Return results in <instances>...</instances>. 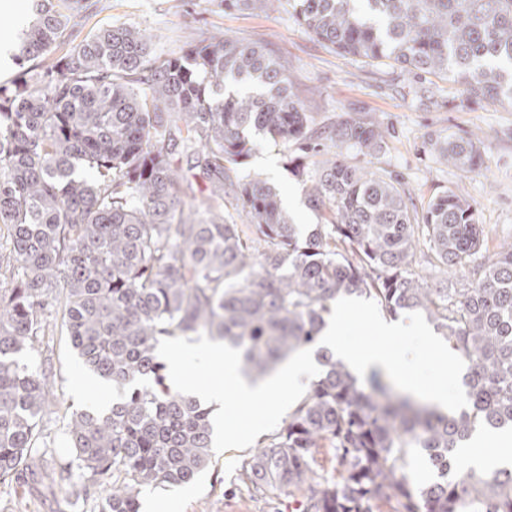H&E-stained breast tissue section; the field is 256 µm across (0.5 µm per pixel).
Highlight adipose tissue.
Here are the masks:
<instances>
[{
	"label": "adipose tissue",
	"mask_w": 512,
	"mask_h": 512,
	"mask_svg": "<svg viewBox=\"0 0 512 512\" xmlns=\"http://www.w3.org/2000/svg\"><path fill=\"white\" fill-rule=\"evenodd\" d=\"M339 331L338 324L328 325L323 332V343L353 371L365 373L376 368H388L402 375L407 374L412 357L379 348L356 349L347 346L340 341ZM206 361L212 369L213 380L202 389L201 394L214 407V431L219 437L224 434L222 418L226 395H233L247 415L263 413L270 416L278 408L276 396L294 395L316 367L314 356L302 353L295 356L288 367L274 378L253 382L242 375L235 360L226 355L223 348H212ZM474 441L482 445L483 451L464 455V468L480 472L512 460V430L488 429L475 436Z\"/></svg>",
	"instance_id": "adipose-tissue-1"
}]
</instances>
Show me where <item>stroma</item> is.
<instances>
[{"instance_id": "stroma-1", "label": "stroma", "mask_w": 512, "mask_h": 512, "mask_svg": "<svg viewBox=\"0 0 512 512\" xmlns=\"http://www.w3.org/2000/svg\"><path fill=\"white\" fill-rule=\"evenodd\" d=\"M34 0H0V86L10 85L21 73L18 47L33 23ZM75 34L84 37L100 25L131 24L149 37L155 54L179 51L199 33L220 34L257 42L279 52L305 97L317 124L327 125L366 113L387 132V146L373 165L397 176L416 204L443 192L466 197L477 211L487 233L488 251L512 245V106L466 98L458 85L416 73L391 61L363 63L345 59L314 40L288 12L268 14L221 11L205 0H76L72 10ZM473 134L481 142L482 163L469 172L440 164L431 151L428 134ZM252 149L243 169L265 180L280 200L294 199L289 209L304 230L320 221L306 201L305 189L289 171L296 147H284L250 135ZM344 341L354 347L379 346L400 350L421 347L423 360L417 372L422 382L433 381L438 366L430 349L415 336H385L377 325L388 316L371 300H344ZM213 341H169L161 345L166 365H179L186 382L201 384L209 377L204 356ZM52 386V401L41 417L44 442L35 458V472H23L12 483L0 485V512H98L101 487L78 476L62 477L69 459L66 424L70 414L98 402L107 385L86 388L92 375L82 365L65 337L49 336L33 353ZM284 406L254 427L244 443L234 437L242 414L224 411L223 447L212 449L211 459L191 484L190 496L168 486L141 493L155 512H289L293 496L267 500L241 481V470L260 442L278 430L291 413Z\"/></svg>"}]
</instances>
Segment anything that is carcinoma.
Instances as JSON below:
<instances>
[{"mask_svg":"<svg viewBox=\"0 0 512 512\" xmlns=\"http://www.w3.org/2000/svg\"><path fill=\"white\" fill-rule=\"evenodd\" d=\"M229 11L288 6L314 39L354 61L392 60L441 75L463 95L512 104V0H205ZM71 0H38L19 52L31 74L0 86V483L31 468L50 391L20 354L53 322L83 366L119 390L112 405L72 414L76 469L112 478L100 512H140L146 488L187 484L207 466L211 409L167 384L165 340L223 339L264 376L317 347L325 367L282 427L243 467L270 498L299 493L302 512H512V466L457 468V451L487 428H512V247L463 288H431L410 261L419 242L460 271L487 234L453 193L416 208L400 182L327 158H295L294 176L321 223L307 236L264 182L231 172L248 134L304 153L375 157L385 134L370 115L316 127L283 58L228 37L153 53L144 31L107 24L81 41ZM257 91H225V80ZM440 161L481 163L471 137L429 139ZM186 167H181V163ZM203 184L202 210H185ZM235 202L245 223L224 216ZM365 296L390 316L425 315L468 363L467 405L442 410L359 382L317 346L336 300ZM316 448L341 470L314 476ZM424 458L430 478L407 472Z\"/></svg>","mask_w":512,"mask_h":512,"instance_id":"obj_1","label":"carcinoma"}]
</instances>
